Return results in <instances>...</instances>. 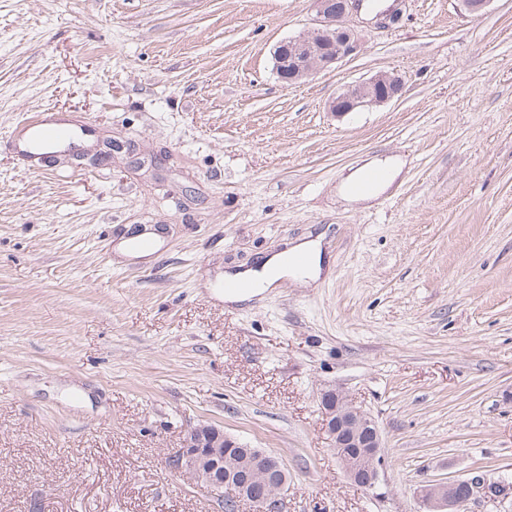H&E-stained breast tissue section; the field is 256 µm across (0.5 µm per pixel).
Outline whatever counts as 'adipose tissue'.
<instances>
[{"label":"adipose tissue","instance_id":"adipose-tissue-1","mask_svg":"<svg viewBox=\"0 0 512 512\" xmlns=\"http://www.w3.org/2000/svg\"><path fill=\"white\" fill-rule=\"evenodd\" d=\"M403 166V161L397 157L367 160L341 180L338 194L342 200L349 203L370 202L394 184L400 176ZM372 170L381 172V180L368 192H357V185L362 181L364 175ZM298 254L305 255L307 258V264L301 270L293 264V258ZM324 267L325 259L320 239L314 238L298 242L287 250L266 257L259 269L239 272L237 278L244 282L245 288L232 294L231 299L235 302L250 300L287 277L295 280L318 279Z\"/></svg>","mask_w":512,"mask_h":512}]
</instances>
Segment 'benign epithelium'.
Returning a JSON list of instances; mask_svg holds the SVG:
<instances>
[{"mask_svg": "<svg viewBox=\"0 0 512 512\" xmlns=\"http://www.w3.org/2000/svg\"><path fill=\"white\" fill-rule=\"evenodd\" d=\"M315 4V26L280 42L273 51L276 74L289 84L328 70L362 49L350 21L358 10L356 0H315ZM403 88V78L381 73L348 85L328 103V109L340 117L370 104L388 103ZM322 407L325 429L334 448L365 449L359 467L337 453L347 477L363 488L374 487L379 477L381 436L372 418L337 391L324 394ZM168 466L206 482L218 493L223 492L224 483L232 482L255 512H279L282 496L288 490L287 468L279 457L259 448H244L211 425L187 429L180 447L169 455ZM486 492L484 480L473 476L430 484L420 490L419 498L427 512H469L470 503Z\"/></svg>", "mask_w": 512, "mask_h": 512, "instance_id": "7a95c632", "label": "benign epithelium"}]
</instances>
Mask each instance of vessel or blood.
<instances>
[{
    "instance_id": "vessel-or-blood-1",
    "label": "vessel or blood",
    "mask_w": 512,
    "mask_h": 512,
    "mask_svg": "<svg viewBox=\"0 0 512 512\" xmlns=\"http://www.w3.org/2000/svg\"><path fill=\"white\" fill-rule=\"evenodd\" d=\"M23 137L16 146V153L24 166L32 172L41 171L44 166L46 148L71 144L77 130L62 113L46 108L35 112L22 125Z\"/></svg>"
}]
</instances>
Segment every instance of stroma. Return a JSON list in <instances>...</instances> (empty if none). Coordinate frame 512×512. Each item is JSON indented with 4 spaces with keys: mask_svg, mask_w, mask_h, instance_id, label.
<instances>
[{
    "mask_svg": "<svg viewBox=\"0 0 512 512\" xmlns=\"http://www.w3.org/2000/svg\"><path fill=\"white\" fill-rule=\"evenodd\" d=\"M396 7L289 86L272 51L313 0H0V512H224L167 465L197 424L284 460L281 512H419L473 475L505 492L471 512H512V0ZM379 72L400 98L327 111ZM44 107L105 153L26 171L8 142ZM373 155L404 158L394 186L337 204ZM146 228L155 252H121ZM318 235L330 276L225 301ZM328 391L379 427L374 488ZM322 407L325 429L336 448V455L347 477L360 487L373 488L379 477L382 446L380 433L372 418L353 406L347 396L337 391L324 394ZM364 433H367L368 438L362 440ZM339 448H342L355 463L364 453L361 466H355L343 453L338 452Z\"/></svg>",
    "mask_w": 512,
    "mask_h": 512,
    "instance_id": "1",
    "label": "stroma"
}]
</instances>
